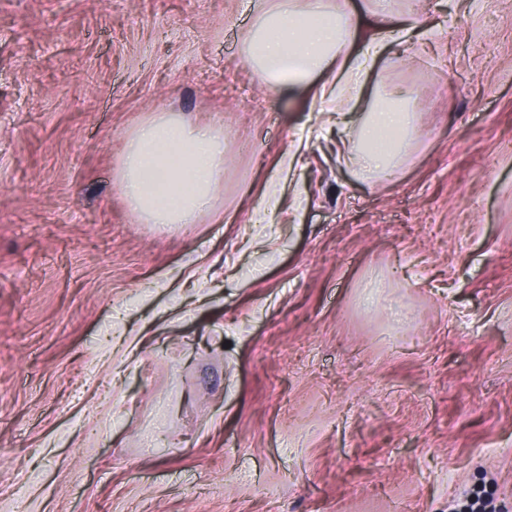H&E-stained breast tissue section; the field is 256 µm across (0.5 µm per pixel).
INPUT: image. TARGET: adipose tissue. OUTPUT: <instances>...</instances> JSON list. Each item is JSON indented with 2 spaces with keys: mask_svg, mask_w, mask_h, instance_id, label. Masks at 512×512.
Segmentation results:
<instances>
[{
  "mask_svg": "<svg viewBox=\"0 0 512 512\" xmlns=\"http://www.w3.org/2000/svg\"><path fill=\"white\" fill-rule=\"evenodd\" d=\"M379 4V34L357 51L345 78L333 77V65L352 46L357 22L350 0H306L304 6L270 0L247 45L250 64L258 66L270 87L289 94L320 76L322 96L361 100L363 75L372 69L388 42L405 39L416 20L397 21ZM413 135L404 101L389 99L370 107L361 128L355 164L362 176H391ZM224 176V143L214 127L157 116L133 135L121 168L132 209L148 224H193L212 206Z\"/></svg>",
  "mask_w": 512,
  "mask_h": 512,
  "instance_id": "ef3b65f1",
  "label": "adipose tissue"
}]
</instances>
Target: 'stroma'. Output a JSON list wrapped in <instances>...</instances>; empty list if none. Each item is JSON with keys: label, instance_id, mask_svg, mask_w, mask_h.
Listing matches in <instances>:
<instances>
[{"label": "stroma", "instance_id": "obj_1", "mask_svg": "<svg viewBox=\"0 0 512 512\" xmlns=\"http://www.w3.org/2000/svg\"><path fill=\"white\" fill-rule=\"evenodd\" d=\"M263 5L0 0V512H512V0H387L381 181L247 62ZM161 113L224 131L194 224L119 179ZM367 112L370 113L361 128L355 164L365 178L390 177L412 139L410 113L403 100L390 98L378 106L371 105ZM391 132L397 133L396 140H387Z\"/></svg>", "mask_w": 512, "mask_h": 512}]
</instances>
